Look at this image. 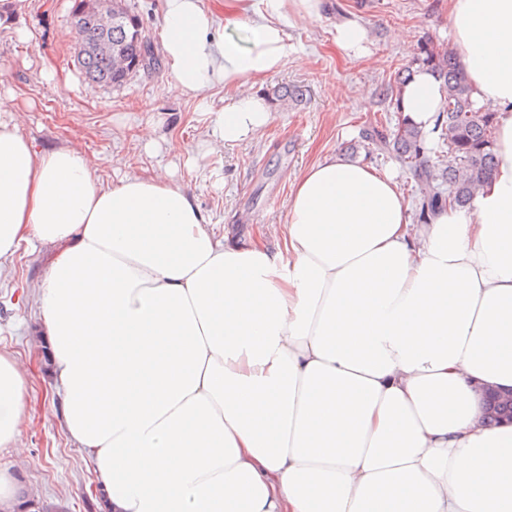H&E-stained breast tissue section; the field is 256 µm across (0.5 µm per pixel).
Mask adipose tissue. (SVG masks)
<instances>
[{
	"mask_svg": "<svg viewBox=\"0 0 512 512\" xmlns=\"http://www.w3.org/2000/svg\"><path fill=\"white\" fill-rule=\"evenodd\" d=\"M323 0H165L162 49L181 94L279 70L290 16ZM474 98L498 117L497 165L464 208L409 221L392 176L335 157L295 181L277 250L217 233L166 176L102 186L84 153L39 149L0 114V262L38 242L43 339L63 428L105 512H512V0H450ZM246 26L247 43L226 28ZM431 128L430 73L402 91ZM271 120L237 96L227 145ZM22 364L0 352V451L27 419ZM484 406L485 420L489 425L500 424L498 419L503 416L509 417L512 421V389L508 394L499 396L494 405L489 404L484 397Z\"/></svg>",
	"mask_w": 512,
	"mask_h": 512,
	"instance_id": "adipose-tissue-1",
	"label": "adipose tissue"
}]
</instances>
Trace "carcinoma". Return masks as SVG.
Wrapping results in <instances>:
<instances>
[{"label": "carcinoma", "instance_id": "carcinoma-1", "mask_svg": "<svg viewBox=\"0 0 512 512\" xmlns=\"http://www.w3.org/2000/svg\"><path fill=\"white\" fill-rule=\"evenodd\" d=\"M100 0H76L71 26L78 39L77 63L85 76L98 84L120 86L138 71L156 65L150 40L142 23L122 0H112V15H103ZM418 64L442 82L444 101L431 133L448 148V167H435L428 157V133L404 113L401 94L389 95L388 110L395 113L394 138L385 139L375 127L362 132L363 141L380 151H393L398 160L415 174V204L419 220L426 223L436 211L464 207L473 198L495 166L496 113L475 107L473 89L464 65L449 50L429 44L422 48ZM485 420L499 424V418L512 419V391L493 404L484 403Z\"/></svg>", "mask_w": 512, "mask_h": 512}]
</instances>
